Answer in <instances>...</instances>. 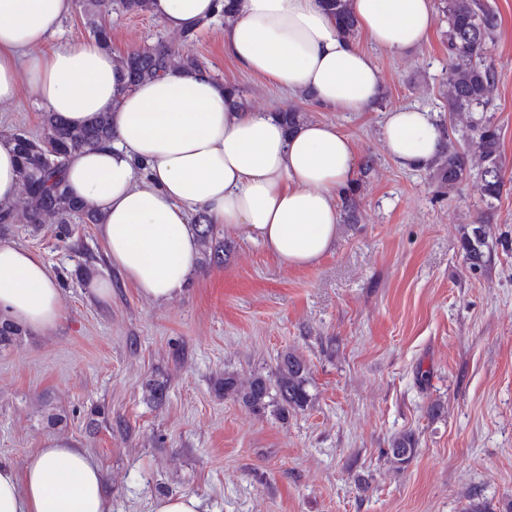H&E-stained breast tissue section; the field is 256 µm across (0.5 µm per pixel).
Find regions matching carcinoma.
I'll return each instance as SVG.
<instances>
[{
    "label": "carcinoma",
    "instance_id": "cac0c4a2",
    "mask_svg": "<svg viewBox=\"0 0 512 512\" xmlns=\"http://www.w3.org/2000/svg\"><path fill=\"white\" fill-rule=\"evenodd\" d=\"M89 17L92 33L100 45L110 46L109 29L98 19L119 9L124 13L146 14L151 0H81ZM334 16L341 34L348 38L358 36V25L348 0H324ZM439 9L448 19V111L473 112L485 107L495 90L496 75L484 63L498 26L496 12L482 0H439ZM179 65L204 70L206 66L197 57L185 55L179 47L160 39L150 48L128 53L124 58L129 84L133 85ZM42 134H12V141L21 159V192L11 202L0 203V230L15 224L37 226L48 220L57 224V237L66 244L72 236V224L97 223L94 210L85 202L75 200L63 183L62 172L69 153L78 149H92L112 136L109 117L99 116L90 125L71 128L50 112L42 114ZM477 138L469 151L459 150L452 139H447L446 150L436 160L434 177L440 187L450 191L466 181L478 168L481 189L486 201L497 199L505 186L498 130L491 122L477 119L473 126ZM355 190L342 195L345 221L356 224L361 216L354 200ZM200 243L208 251V263H224V241L217 238L214 224H198ZM496 241L489 225L473 224L464 230L462 247L469 268L480 270L493 257ZM309 368L302 357L293 351L281 354L275 379L254 375L241 381L236 375L224 374V397L239 403L252 412L270 406L284 416L306 409L309 403ZM418 439L405 432L390 442L385 450L388 461L400 469L409 464L417 452Z\"/></svg>",
    "mask_w": 512,
    "mask_h": 512
}]
</instances>
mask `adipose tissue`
<instances>
[{"label":"adipose tissue","mask_w":512,"mask_h":512,"mask_svg":"<svg viewBox=\"0 0 512 512\" xmlns=\"http://www.w3.org/2000/svg\"><path fill=\"white\" fill-rule=\"evenodd\" d=\"M75 0H0V103H29L72 127L109 113L112 137L73 151L63 180L94 205L108 260L149 299L164 303L195 272L196 217L244 231L280 262L306 268L334 246L338 196L354 185V145L336 124L287 128L273 112L241 106L235 86L207 71L169 70L127 85L121 53L93 40L58 42ZM222 0H152L166 30L196 34ZM361 33L400 54L433 32V0H350ZM224 53L239 67L339 112L366 111L383 74L344 37L322 0H235ZM382 138L406 169L426 167L444 134L429 112H388ZM63 316L61 291L32 251L0 241V321L43 330ZM99 467L69 440L50 437L23 473L0 464V512H107Z\"/></svg>","instance_id":"adipose-tissue-1"}]
</instances>
